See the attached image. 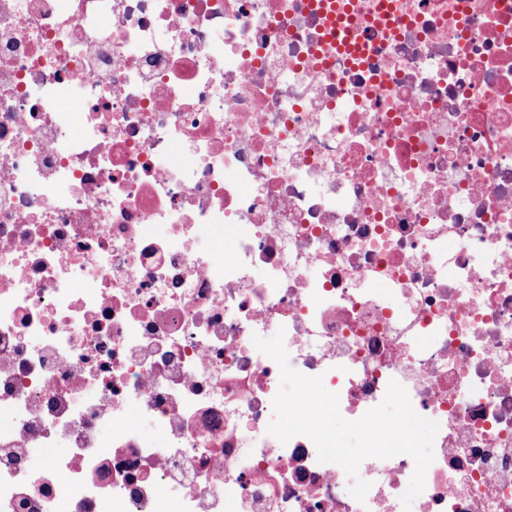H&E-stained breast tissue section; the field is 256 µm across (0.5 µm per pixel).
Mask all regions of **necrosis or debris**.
Returning a JSON list of instances; mask_svg holds the SVG:
<instances>
[{
  "mask_svg": "<svg viewBox=\"0 0 512 512\" xmlns=\"http://www.w3.org/2000/svg\"><path fill=\"white\" fill-rule=\"evenodd\" d=\"M0 512H512V0H0Z\"/></svg>",
  "mask_w": 512,
  "mask_h": 512,
  "instance_id": "obj_1",
  "label": "necrosis or debris"
}]
</instances>
